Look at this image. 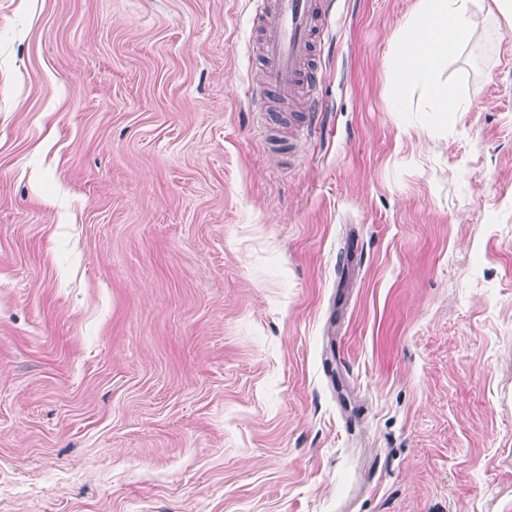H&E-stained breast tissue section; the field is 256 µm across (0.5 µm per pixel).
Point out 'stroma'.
Returning <instances> with one entry per match:
<instances>
[{"instance_id": "obj_1", "label": "stroma", "mask_w": 512, "mask_h": 512, "mask_svg": "<svg viewBox=\"0 0 512 512\" xmlns=\"http://www.w3.org/2000/svg\"><path fill=\"white\" fill-rule=\"evenodd\" d=\"M417 3L273 147L254 0H0V512H512V27L394 112Z\"/></svg>"}]
</instances>
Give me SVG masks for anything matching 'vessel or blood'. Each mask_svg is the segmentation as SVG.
I'll list each match as a JSON object with an SVG mask.
<instances>
[{
	"mask_svg": "<svg viewBox=\"0 0 512 512\" xmlns=\"http://www.w3.org/2000/svg\"><path fill=\"white\" fill-rule=\"evenodd\" d=\"M256 16L268 31L263 60L271 82L315 90V36L326 18L325 0H274Z\"/></svg>",
	"mask_w": 512,
	"mask_h": 512,
	"instance_id": "1",
	"label": "vessel or blood"
}]
</instances>
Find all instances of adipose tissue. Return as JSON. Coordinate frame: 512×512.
Masks as SVG:
<instances>
[{
    "mask_svg": "<svg viewBox=\"0 0 512 512\" xmlns=\"http://www.w3.org/2000/svg\"><path fill=\"white\" fill-rule=\"evenodd\" d=\"M481 11L512 24V0H418L416 12L396 33L388 59L393 111L415 93L440 117L468 111V101L442 79L440 66L468 50Z\"/></svg>",
    "mask_w": 512,
    "mask_h": 512,
    "instance_id": "adipose-tissue-1",
    "label": "adipose tissue"
}]
</instances>
